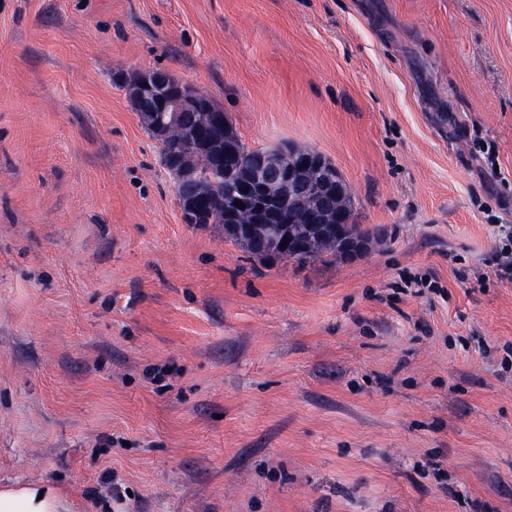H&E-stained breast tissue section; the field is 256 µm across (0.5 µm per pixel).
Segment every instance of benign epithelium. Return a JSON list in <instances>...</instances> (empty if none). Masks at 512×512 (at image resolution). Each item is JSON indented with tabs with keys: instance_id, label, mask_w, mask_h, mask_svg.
<instances>
[{
	"instance_id": "obj_1",
	"label": "benign epithelium",
	"mask_w": 512,
	"mask_h": 512,
	"mask_svg": "<svg viewBox=\"0 0 512 512\" xmlns=\"http://www.w3.org/2000/svg\"><path fill=\"white\" fill-rule=\"evenodd\" d=\"M140 94L161 112H194L204 99V92L188 85L173 95L163 90V86L150 76L144 78ZM310 167L321 171V179L313 192L324 201L333 198L337 193L339 175L334 167L324 164L323 159L313 153L298 157L282 150L268 151L259 160L257 176L282 181L292 189L299 184L300 174Z\"/></svg>"
}]
</instances>
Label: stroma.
I'll use <instances>...</instances> for the list:
<instances>
[{"label":"stroma","instance_id":"1","mask_svg":"<svg viewBox=\"0 0 512 512\" xmlns=\"http://www.w3.org/2000/svg\"><path fill=\"white\" fill-rule=\"evenodd\" d=\"M162 69L384 242L182 219ZM512 0H0V485L73 512H512ZM120 497H113V490Z\"/></svg>","mask_w":512,"mask_h":512}]
</instances>
